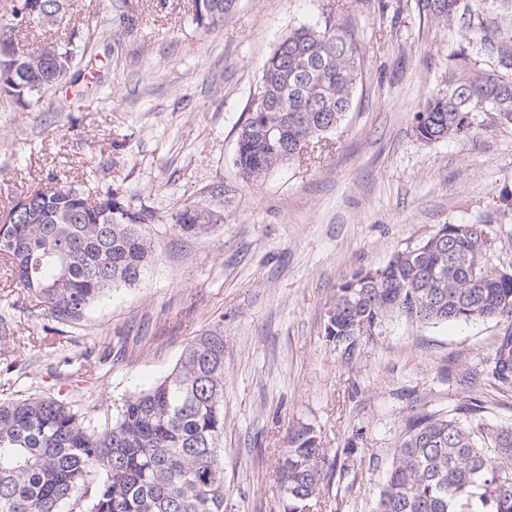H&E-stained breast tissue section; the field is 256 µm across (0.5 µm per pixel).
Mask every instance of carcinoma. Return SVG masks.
<instances>
[{"mask_svg":"<svg viewBox=\"0 0 512 512\" xmlns=\"http://www.w3.org/2000/svg\"><path fill=\"white\" fill-rule=\"evenodd\" d=\"M236 0H192L198 26L215 28ZM422 8L447 21L460 0H423ZM67 9L42 0L32 23L56 26ZM22 49L15 82L0 95L40 101L71 78L86 48L66 43ZM501 72L454 63L446 88L414 113L412 131L423 142L465 136L469 115L494 112L512 122V53L498 50ZM364 75V56L341 20L301 25L265 60L248 116L238 127L234 165L257 184L302 158L350 111ZM112 199L110 210L103 201ZM50 223L0 225V253L30 301L58 325L79 323L124 274L145 273L154 242L152 215L116 190L92 198L78 187L50 199ZM191 209L174 227L198 234ZM484 224H442L378 268L342 283L324 319V335L350 360L362 342L396 316L419 324L491 319L512 326V270L492 259ZM512 332L505 334L488 369L512 384ZM358 428L341 462L329 460L317 429L307 423L288 433L278 462L286 512H301L334 470L355 469ZM224 485V335L208 332L191 342L173 370L152 387L113 406L101 424L52 395L0 399V512H227ZM375 512H512V425L490 424L475 399L454 413L417 403L401 420L386 464Z\"/></svg>","mask_w":512,"mask_h":512,"instance_id":"carcinoma-1","label":"carcinoma"}]
</instances>
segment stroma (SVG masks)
<instances>
[{"mask_svg":"<svg viewBox=\"0 0 512 512\" xmlns=\"http://www.w3.org/2000/svg\"><path fill=\"white\" fill-rule=\"evenodd\" d=\"M417 3L237 0L223 26L206 29L189 0H70L61 25L17 31L22 43L75 39L90 51L76 82L40 102L0 98V217L41 182L114 189L152 212L157 255L73 327L32 307L0 261V323L33 339L0 341V397L51 393L102 422L114 402L166 377L196 336L222 329L229 512H284L278 457L297 423L314 425L332 458L364 429L363 455L385 459L409 393L446 411L465 399L443 373L493 356L500 322L394 318L349 362L323 331L341 283L438 225H487L495 264L512 268V123L476 112L470 133L435 143L411 128L455 55L496 68L486 44L512 41V14L463 0L464 15L446 23ZM338 4L364 55L351 111L315 152L244 182L236 131L263 61ZM186 207L209 214L204 232L172 230ZM65 359L72 375L53 377ZM475 396L485 419L512 424V386L483 373ZM383 478L366 465L332 476L309 512H374Z\"/></svg>","mask_w":512,"mask_h":512,"instance_id":"35a3bbf8","label":"stroma"}]
</instances>
